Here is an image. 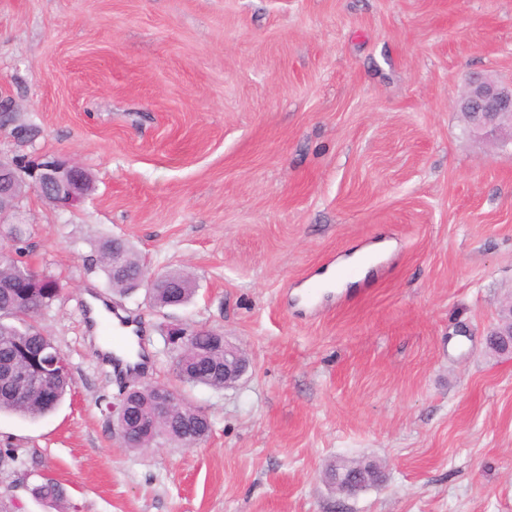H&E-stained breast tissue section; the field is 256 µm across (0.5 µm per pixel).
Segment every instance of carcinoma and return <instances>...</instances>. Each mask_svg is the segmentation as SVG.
<instances>
[{"mask_svg":"<svg viewBox=\"0 0 512 512\" xmlns=\"http://www.w3.org/2000/svg\"><path fill=\"white\" fill-rule=\"evenodd\" d=\"M29 224H6L0 229L8 236L10 258L0 263V280L7 281L19 275L33 277L39 286L24 296L11 288L0 287V413L15 414L24 419L41 418L55 410L68 394L72 384L71 374L64 373L52 378L55 392L51 400L44 399L34 386L15 377L17 372H26L31 366L40 364L57 346L51 336L39 334L29 323L31 318H40L57 300L62 285L52 275L34 270L21 257L27 250L30 236ZM135 272L144 267L141 256L129 243H124L117 257H112V237H101L95 243L92 263L98 264L105 275L106 286L114 291L125 289L123 282L112 275V261ZM162 278L172 287L181 290L185 301H190L196 293V281L181 272L168 270ZM221 336H189L187 343L177 348L180 359L177 362L181 381L192 385H203L214 390L224 389V353ZM198 353L211 357L213 366L210 371L201 373L196 370L194 356ZM134 407L152 430L132 440L131 447H149L162 439L176 446L200 443L210 433L209 424L194 419L192 408L178 400L174 405L159 410L155 404V390L144 387L131 396ZM34 496L62 512L65 509L63 489L51 478L44 477L32 489Z\"/></svg>","mask_w":512,"mask_h":512,"instance_id":"1","label":"carcinoma"}]
</instances>
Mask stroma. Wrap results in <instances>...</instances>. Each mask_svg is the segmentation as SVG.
Listing matches in <instances>:
<instances>
[{
    "label": "stroma",
    "instance_id": "35a3bbf8",
    "mask_svg": "<svg viewBox=\"0 0 512 512\" xmlns=\"http://www.w3.org/2000/svg\"><path fill=\"white\" fill-rule=\"evenodd\" d=\"M512 82V0H0V157L77 161L69 210L26 192V262L64 290L41 325L71 397L0 413L14 512H512V360L487 333L512 299V146L471 138L469 77ZM98 235L148 273L196 278L152 309L90 268ZM376 268L310 307L352 252ZM134 314L146 382L210 417L192 448H128L104 404L123 377L88 336L90 300ZM223 333L233 387L181 384L169 326ZM373 460L353 497L325 467ZM34 496L50 506H55L57 511H64L65 496L63 489L52 478L42 477V481L32 489Z\"/></svg>",
    "mask_w": 512,
    "mask_h": 512
}]
</instances>
